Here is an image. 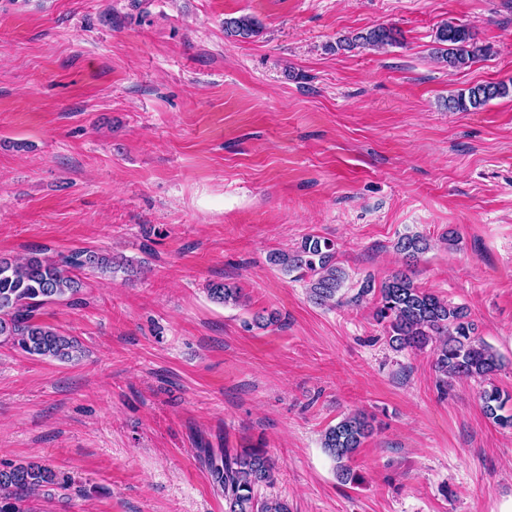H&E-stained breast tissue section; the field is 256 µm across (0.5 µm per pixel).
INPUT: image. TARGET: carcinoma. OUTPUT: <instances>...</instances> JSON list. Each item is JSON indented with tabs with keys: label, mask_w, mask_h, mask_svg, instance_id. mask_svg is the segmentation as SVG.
<instances>
[{
	"label": "carcinoma",
	"mask_w": 512,
	"mask_h": 512,
	"mask_svg": "<svg viewBox=\"0 0 512 512\" xmlns=\"http://www.w3.org/2000/svg\"><path fill=\"white\" fill-rule=\"evenodd\" d=\"M258 27V21L249 16L224 20L228 37L247 39ZM396 34L392 27L378 26L355 35L347 43L362 41L384 46L395 43ZM436 39L446 45L440 51V58L453 68L466 67L486 53V48L477 44L470 28L463 24L440 26ZM511 92L504 83L479 84L448 100V107L462 111L476 109ZM396 248L407 261L413 262L425 253L429 244L424 236L413 234L401 237ZM333 256L331 240L309 236L298 249L277 253L272 261L286 272H301L307 278L310 299L320 306L333 307L344 302L357 305L378 291L374 316L386 329L389 347L402 352L434 345V368L442 388H448V383L456 379H476L490 384L480 392L483 410L500 428L512 429V414H501L509 397L491 384L493 376L502 369V359L478 337L477 326L465 306L419 288L408 269L392 273L378 289L374 288L372 279H365L357 293L343 302L336 294L345 273L333 262ZM113 265V258L91 250H74L57 260L31 256L15 261L0 257V345L11 344L33 357L75 359L80 350L78 340L40 321V311L48 303L79 292L81 282L76 272L84 268L105 271ZM208 293L217 303L237 304L243 298L242 289L224 283L210 284ZM372 433V421L363 414L345 416L324 432L322 444L335 464L340 482L360 481L349 462ZM204 462L214 486L224 497V512H290L288 503L258 494L260 487L272 485L275 478L274 467L264 449L226 448L216 452L206 448ZM70 484L71 479H60L37 463L7 464L0 467V512H28L25 502L42 487L56 485L66 490Z\"/></svg>",
	"instance_id": "obj_1"
}]
</instances>
